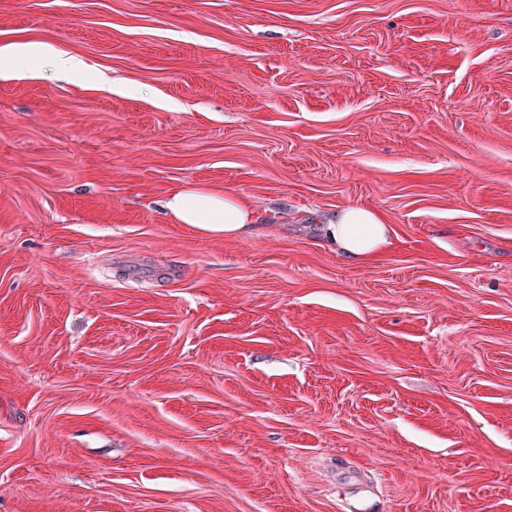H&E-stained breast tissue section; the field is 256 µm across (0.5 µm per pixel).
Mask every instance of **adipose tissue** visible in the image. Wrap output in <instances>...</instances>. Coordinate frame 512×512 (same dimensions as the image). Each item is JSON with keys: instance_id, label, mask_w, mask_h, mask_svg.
<instances>
[{"instance_id": "ef3b65f1", "label": "adipose tissue", "mask_w": 512, "mask_h": 512, "mask_svg": "<svg viewBox=\"0 0 512 512\" xmlns=\"http://www.w3.org/2000/svg\"><path fill=\"white\" fill-rule=\"evenodd\" d=\"M43 59L53 60L59 73L76 77L84 64L47 43L19 41L0 49V78L32 70ZM164 207L171 218L195 231L216 237L237 238L254 227L255 212L241 196L206 187H177L166 196ZM328 242L348 260L368 262L383 255L392 245L388 224L381 214L348 207L327 224Z\"/></svg>"}]
</instances>
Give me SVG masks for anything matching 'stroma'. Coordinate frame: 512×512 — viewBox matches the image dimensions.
<instances>
[{
  "mask_svg": "<svg viewBox=\"0 0 512 512\" xmlns=\"http://www.w3.org/2000/svg\"><path fill=\"white\" fill-rule=\"evenodd\" d=\"M19 40L86 70L0 79V512H512V0H0ZM164 208L177 224L208 236L237 238L256 225L252 206L227 190L176 187L167 194ZM327 241L348 260L368 262L383 255L391 246L388 224L381 214L360 207H347L326 224Z\"/></svg>",
  "mask_w": 512,
  "mask_h": 512,
  "instance_id": "1",
  "label": "stroma"
}]
</instances>
